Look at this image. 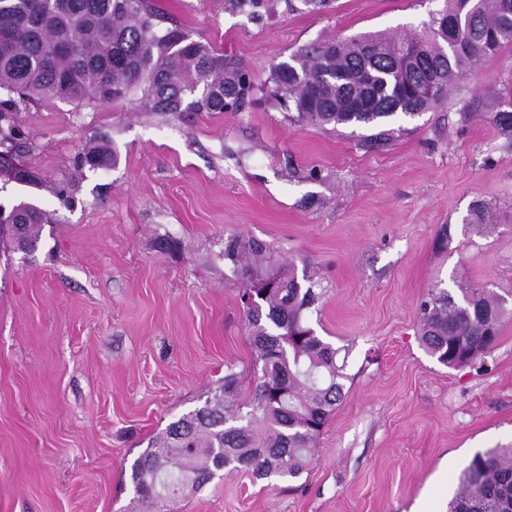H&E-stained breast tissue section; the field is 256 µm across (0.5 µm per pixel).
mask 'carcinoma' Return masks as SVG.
Masks as SVG:
<instances>
[{"label": "carcinoma", "mask_w": 512, "mask_h": 512, "mask_svg": "<svg viewBox=\"0 0 512 512\" xmlns=\"http://www.w3.org/2000/svg\"><path fill=\"white\" fill-rule=\"evenodd\" d=\"M273 0H224L248 18ZM149 0H0V180L33 185L38 177L14 163L27 147L15 122L16 97L107 105L141 93L154 112L242 111L253 104L250 71L208 43L178 29L161 30ZM426 34L362 35L305 45L274 66L275 99L314 125L373 127L397 114L418 116L446 98L479 63L512 46V0H444ZM512 139V111L488 113ZM111 162L104 144L91 146L79 165ZM16 224L17 249L33 251L46 213L25 200L6 212ZM266 247L236 236L224 259L240 267L254 299L242 305L258 355L250 412L239 415L238 373L227 367L222 395L178 420L134 463L133 482L148 507L167 492L197 491L220 467L251 470L259 479H295L345 396L338 349L309 327L319 300L293 268L272 263ZM505 300L487 288H434L421 305L425 351L448 365L473 362L496 346ZM450 512H512V449L476 454L463 470Z\"/></svg>", "instance_id": "obj_1"}]
</instances>
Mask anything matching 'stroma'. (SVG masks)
<instances>
[{
  "label": "stroma",
  "mask_w": 512,
  "mask_h": 512,
  "mask_svg": "<svg viewBox=\"0 0 512 512\" xmlns=\"http://www.w3.org/2000/svg\"><path fill=\"white\" fill-rule=\"evenodd\" d=\"M151 3L163 27L246 65L258 103L19 102L42 184L7 185L0 204L53 220L35 252L0 238V512H145L132 464L168 424L212 399L229 366L249 403L231 235L319 283L308 321L338 348L346 396L298 478L227 469L163 512H448L473 456L512 448V143L486 118L512 97V46L418 117L322 127L289 121L273 66L314 42L422 29L443 0H275L256 19L224 0ZM98 142L115 163L78 167ZM478 203L493 207L481 226L467 221ZM461 283L508 311L491 353L450 368L422 347L419 307Z\"/></svg>",
  "instance_id": "35a3bbf8"
}]
</instances>
